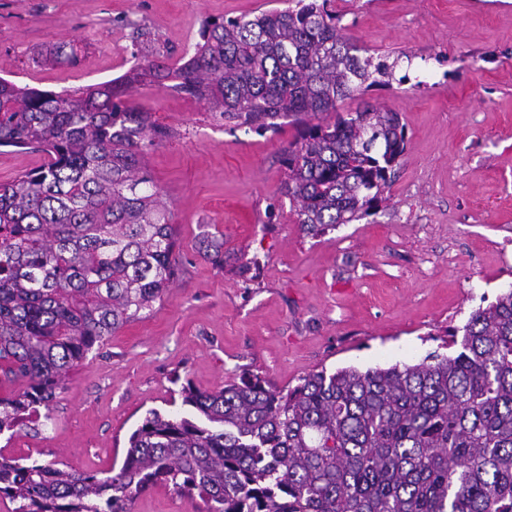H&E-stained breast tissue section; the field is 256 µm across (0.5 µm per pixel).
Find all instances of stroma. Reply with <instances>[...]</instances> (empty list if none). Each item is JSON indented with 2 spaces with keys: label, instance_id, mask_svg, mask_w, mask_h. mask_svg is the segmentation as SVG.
I'll return each mask as SVG.
<instances>
[{
  "label": "stroma",
  "instance_id": "35a3bbf8",
  "mask_svg": "<svg viewBox=\"0 0 512 512\" xmlns=\"http://www.w3.org/2000/svg\"><path fill=\"white\" fill-rule=\"evenodd\" d=\"M287 0H0V77L78 90L137 62L177 66L206 20ZM349 36L394 61L369 102L400 114L407 147L371 216L306 234L279 191L291 120L257 133L158 86L136 101L163 132L145 154L177 230L179 270L163 299L79 362L52 405L0 453L119 470L149 410L182 412L183 382L216 391L242 374L283 389L307 373L416 363L444 353L446 329L512 287V0H334ZM74 42L75 63L54 46ZM0 146V183L47 163ZM223 241L221 257L203 237ZM159 485L130 512H205Z\"/></svg>",
  "mask_w": 512,
  "mask_h": 512
}]
</instances>
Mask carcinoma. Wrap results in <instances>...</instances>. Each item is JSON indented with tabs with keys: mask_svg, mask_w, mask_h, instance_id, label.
<instances>
[{
	"mask_svg": "<svg viewBox=\"0 0 512 512\" xmlns=\"http://www.w3.org/2000/svg\"><path fill=\"white\" fill-rule=\"evenodd\" d=\"M338 26L332 0L205 24L176 67L145 60L82 91L0 78V146L42 167L0 183V435L51 420L70 370L152 309L177 267L175 225L147 172L161 137L131 101L147 84L203 100L237 127H303L283 153L281 193L317 237L388 200L406 151L401 116L337 104L389 85L393 66ZM74 63L70 42L53 50ZM334 114L332 121L311 118ZM450 355L361 371L322 369L277 389L257 374L179 390L182 415L151 409L119 471L0 453L11 512H130L157 485L206 512H512V289L448 332Z\"/></svg>",
	"mask_w": 512,
	"mask_h": 512,
	"instance_id": "1",
	"label": "carcinoma"
}]
</instances>
